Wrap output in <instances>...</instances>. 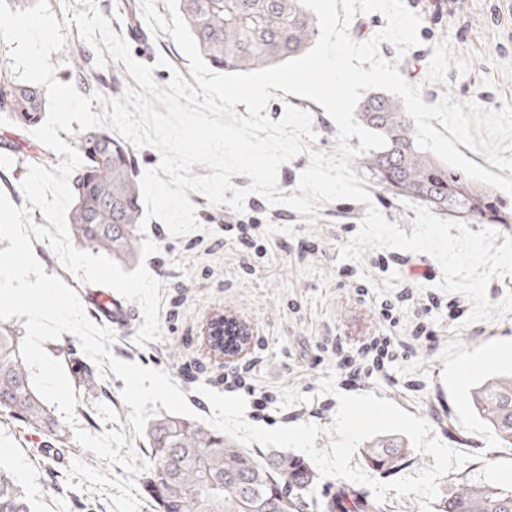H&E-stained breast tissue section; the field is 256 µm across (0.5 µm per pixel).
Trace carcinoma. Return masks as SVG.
Returning a JSON list of instances; mask_svg holds the SVG:
<instances>
[{"label": "carcinoma", "mask_w": 512, "mask_h": 512, "mask_svg": "<svg viewBox=\"0 0 512 512\" xmlns=\"http://www.w3.org/2000/svg\"><path fill=\"white\" fill-rule=\"evenodd\" d=\"M179 14L208 64L227 73L249 72L297 58L319 34L317 17L301 0H178ZM69 74L84 87L95 54L75 41L66 51ZM46 88L17 81L0 66V119H7L18 140L0 154V164L33 159L50 167L51 154H30L23 132L42 118ZM360 120L386 138V146L358 163L377 186L403 199L469 224H492L512 232V206L484 190L460 170L415 140L414 121L403 104L383 93L360 103ZM83 160L72 179L74 201L68 217L70 236L81 245L121 263L138 258L143 219L140 181L133 149L107 127L78 134ZM23 337L0 323V416L21 420L53 442L65 443V429L32 385L20 356ZM476 414L492 434L512 447V375L486 380L471 392ZM151 468L142 483L157 512H305L306 498L320 478L304 460L283 453L258 459L221 432L181 415H165L147 430ZM366 464L389 474L410 456L405 443L377 439L363 449ZM0 512H32V504L10 470L0 465ZM324 512H387L368 493L344 483L325 496ZM433 512H512V489L481 478L464 481L433 503Z\"/></svg>", "instance_id": "1"}]
</instances>
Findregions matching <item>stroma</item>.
Segmentation results:
<instances>
[{
  "mask_svg": "<svg viewBox=\"0 0 512 512\" xmlns=\"http://www.w3.org/2000/svg\"><path fill=\"white\" fill-rule=\"evenodd\" d=\"M405 4L422 19L420 43L398 59V70L407 82L421 86L425 103H436L449 92L455 100L486 110L512 105V0ZM96 6L112 30L125 36L133 57L154 65L158 84H167L176 71L189 76L188 61L169 34L149 29L144 36L131 35L119 0H96ZM445 40L456 55L468 57L469 66L462 73L449 69L446 83L427 82L433 49ZM289 104L311 114L313 150L333 153L337 128L316 102L280 92L267 106L268 118L281 119ZM355 172L387 221L412 233L416 213L407 209L405 200L380 190L363 167ZM189 199L197 209L199 230L176 238L156 219L147 228L148 237L160 247L148 258L147 267L162 283L159 317L164 338L139 346L135 335L143 323L141 311L136 303L123 301L122 312L110 324L116 334L111 350L118 359L166 371L195 413L211 415L208 400L197 388L204 384L223 392L224 375L231 367L214 356L204 328L214 314H228L252 329L250 345L238 364L268 396L262 426H330L338 401L319 394V381L341 377V360L346 357L365 365L363 391L423 418L439 440L468 454V462L439 479V490L478 477L484 461L512 460V447L487 449L483 436L457 422L440 358L453 339L470 350L491 340L512 339V312L469 322L470 301L438 290L441 268L424 253L387 248L365 252L359 263L339 260L340 245L359 228L366 211L363 204L327 203L310 226L293 209L269 206L259 195L249 196L240 214L211 204L199 193H190ZM246 228L252 243L242 250L238 241ZM423 328L435 334L434 342L419 340ZM69 338V333H62L43 347L66 368L73 359H81L96 379L97 392L75 390L80 428L94 435L122 432L129 447L140 458H148L146 436L135 435L128 421L130 409L121 395L124 381L111 373L100 376L82 350L67 353ZM66 436L65 447L52 448L24 423L1 417L0 464L24 487L34 512H114L104 491L88 485L69 487L73 460L93 467L101 461L78 444L74 431ZM480 452L485 455L481 462L476 459Z\"/></svg>",
  "mask_w": 512,
  "mask_h": 512,
  "instance_id": "obj_1",
  "label": "stroma"
}]
</instances>
